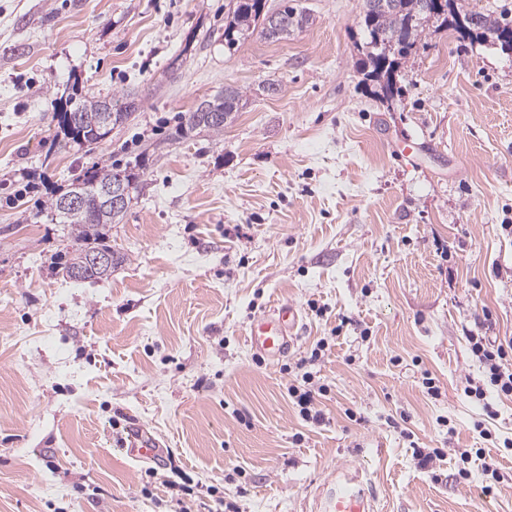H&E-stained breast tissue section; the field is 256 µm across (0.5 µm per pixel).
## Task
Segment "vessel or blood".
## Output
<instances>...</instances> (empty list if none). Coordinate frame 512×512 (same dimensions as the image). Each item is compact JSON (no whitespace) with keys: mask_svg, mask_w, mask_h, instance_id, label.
I'll return each mask as SVG.
<instances>
[{"mask_svg":"<svg viewBox=\"0 0 512 512\" xmlns=\"http://www.w3.org/2000/svg\"><path fill=\"white\" fill-rule=\"evenodd\" d=\"M299 323V311L294 305L279 304L252 320L248 326V345L257 355L278 357L294 346ZM117 444L140 459L153 458L156 453L150 436L141 428L129 429ZM367 475L363 463L330 471L314 490L310 512H372L374 492Z\"/></svg>","mask_w":512,"mask_h":512,"instance_id":"obj_1","label":"vessel or blood"}]
</instances>
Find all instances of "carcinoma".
Listing matches in <instances>:
<instances>
[{
  "label": "carcinoma",
  "instance_id": "obj_1",
  "mask_svg": "<svg viewBox=\"0 0 512 512\" xmlns=\"http://www.w3.org/2000/svg\"><path fill=\"white\" fill-rule=\"evenodd\" d=\"M438 0H363L361 24L367 42L364 57L357 67L365 79L375 81L382 71L395 73L430 26L452 28L461 34L475 36L479 41L498 39V35L512 32V22L491 13L468 10L460 0H444L452 8L437 7ZM265 0H229L224 17V42L233 47L238 38L250 28L257 27L267 39H286L295 31L303 29L309 21L304 10L293 5H284L276 12H266ZM243 92L226 87L211 98L200 101L196 108L181 116L177 138L189 137L196 130H206L216 136L224 134L231 115L239 111ZM66 108L58 113L59 128L63 135L78 144H97L103 141L109 129L100 124L101 119L117 126L128 119L130 106L112 111V101L106 99L77 98L69 94ZM123 178L137 192L140 174L133 169L101 163L75 174L71 188L51 199L49 207L63 224L70 225L76 243L73 255L62 267L63 276L72 280H102L112 274V267L121 260L112 247L103 244L100 228L117 224L124 212L115 211L98 199V189ZM73 193L86 196L84 205L65 209L63 199ZM95 252L112 254V266L94 268L87 263L88 255Z\"/></svg>",
  "mask_w": 512,
  "mask_h": 512
}]
</instances>
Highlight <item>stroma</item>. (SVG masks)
Instances as JSON below:
<instances>
[{
	"label": "stroma",
	"mask_w": 512,
	"mask_h": 512,
	"mask_svg": "<svg viewBox=\"0 0 512 512\" xmlns=\"http://www.w3.org/2000/svg\"><path fill=\"white\" fill-rule=\"evenodd\" d=\"M294 2L302 31L230 49L228 0H0V512H302L362 453L375 512H512V397L465 392L468 335L512 336V50L429 29L384 103L355 66L362 0ZM228 85L247 103L223 135L176 139ZM74 86L136 110L76 144L53 107ZM139 159L102 229L123 262L63 278L51 198ZM287 301L296 347L257 360L251 318ZM306 372L319 424L288 397ZM135 424L160 462L118 450Z\"/></svg>",
	"instance_id": "1"
}]
</instances>
